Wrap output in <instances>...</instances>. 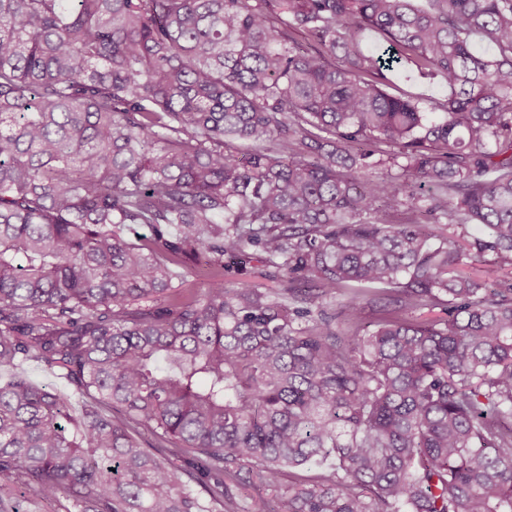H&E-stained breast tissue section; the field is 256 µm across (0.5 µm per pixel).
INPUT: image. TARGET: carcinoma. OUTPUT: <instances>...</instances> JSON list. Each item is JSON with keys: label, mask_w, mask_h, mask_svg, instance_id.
<instances>
[{"label": "carcinoma", "mask_w": 512, "mask_h": 512, "mask_svg": "<svg viewBox=\"0 0 512 512\" xmlns=\"http://www.w3.org/2000/svg\"><path fill=\"white\" fill-rule=\"evenodd\" d=\"M414 2L0 0V371L71 387L0 380V512H512V283L434 228L512 267V0ZM409 76L410 78H406ZM391 77L400 88L413 91L422 97L443 98L448 95V87L434 76H419L415 72L400 68ZM408 80V81H407ZM253 257L249 263L243 264V270L240 271H236L237 267H241L240 264L230 263L232 269L229 272L228 278L231 280L248 279L261 288H279L280 286L277 281L265 278L266 268L258 261V256L254 255ZM462 269L469 272L479 280H486L488 285L493 284L495 281H508L512 279V269L506 267L500 269L493 265L490 256L478 259L469 256H464L461 264ZM22 368L29 378L38 385H49L56 389L68 390L67 382L63 378L53 374L42 366L35 363H26Z\"/></svg>", "instance_id": "cac0c4a2"}]
</instances>
